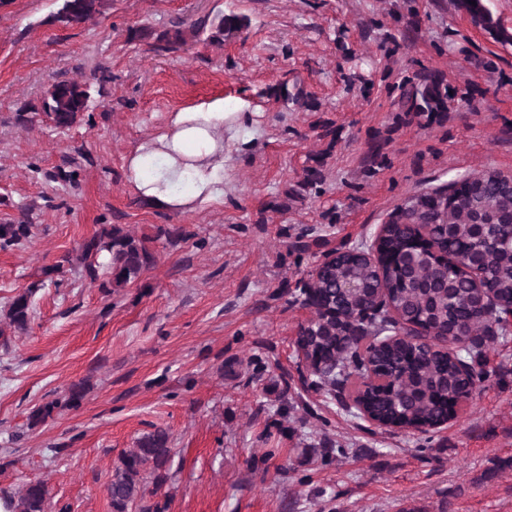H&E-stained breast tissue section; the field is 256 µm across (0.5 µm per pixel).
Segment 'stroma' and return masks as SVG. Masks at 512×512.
<instances>
[{
    "instance_id": "stroma-1",
    "label": "stroma",
    "mask_w": 512,
    "mask_h": 512,
    "mask_svg": "<svg viewBox=\"0 0 512 512\" xmlns=\"http://www.w3.org/2000/svg\"><path fill=\"white\" fill-rule=\"evenodd\" d=\"M58 6L0 0V224L33 225L25 247L0 251V488L38 478L70 512H111L113 467L156 425L174 448L166 512H512V335L485 349L486 388L426 433L354 418L302 378L295 344L312 316L300 292L327 254L371 243L413 193L512 173V43L456 0H110L72 27ZM208 13L245 26L175 54L128 39ZM424 69L476 111L396 124L399 84ZM57 80L94 90L69 129L37 111ZM285 82L301 103L282 101ZM216 98L254 113L224 154L223 205L137 200L127 152L168 113ZM314 164L321 183L298 189ZM104 224L156 256L109 293L78 261ZM28 288L17 332L3 308ZM81 380L79 408L30 427L34 405Z\"/></svg>"
}]
</instances>
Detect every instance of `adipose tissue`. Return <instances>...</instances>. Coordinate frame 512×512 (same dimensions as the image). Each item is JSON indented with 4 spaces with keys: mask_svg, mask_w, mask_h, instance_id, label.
<instances>
[{
    "mask_svg": "<svg viewBox=\"0 0 512 512\" xmlns=\"http://www.w3.org/2000/svg\"><path fill=\"white\" fill-rule=\"evenodd\" d=\"M224 99L170 113L165 125L126 155L124 170L136 197L170 213L224 203V151L248 120Z\"/></svg>",
    "mask_w": 512,
    "mask_h": 512,
    "instance_id": "ef3b65f1",
    "label": "adipose tissue"
}]
</instances>
